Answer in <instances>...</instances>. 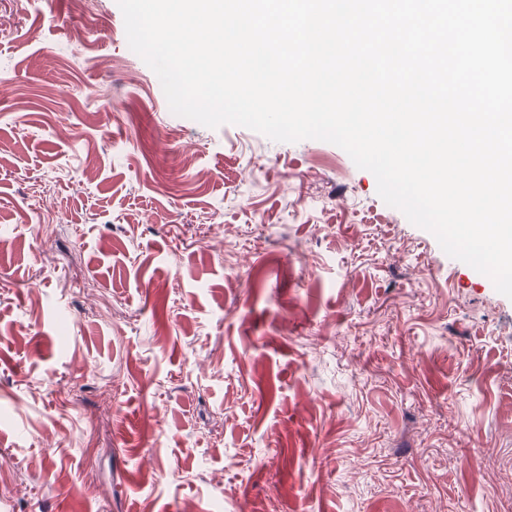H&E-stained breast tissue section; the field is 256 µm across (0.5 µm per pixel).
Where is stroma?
Listing matches in <instances>:
<instances>
[{"instance_id": "35a3bbf8", "label": "stroma", "mask_w": 512, "mask_h": 512, "mask_svg": "<svg viewBox=\"0 0 512 512\" xmlns=\"http://www.w3.org/2000/svg\"><path fill=\"white\" fill-rule=\"evenodd\" d=\"M510 482L489 277L340 147L173 114L116 0H0V512H512Z\"/></svg>"}]
</instances>
